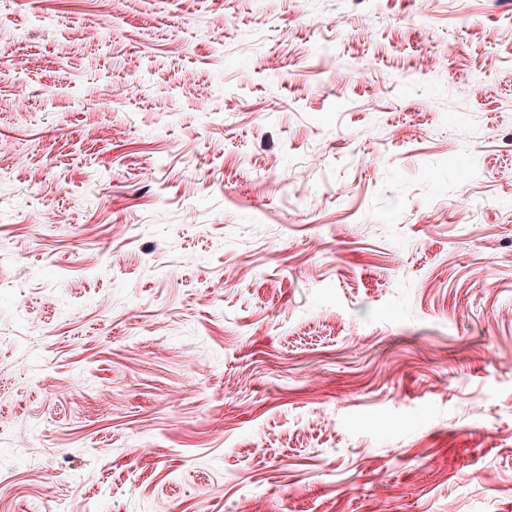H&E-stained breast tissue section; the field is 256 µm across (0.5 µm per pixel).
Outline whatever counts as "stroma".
I'll return each instance as SVG.
<instances>
[{
  "mask_svg": "<svg viewBox=\"0 0 512 512\" xmlns=\"http://www.w3.org/2000/svg\"><path fill=\"white\" fill-rule=\"evenodd\" d=\"M1 140L0 512H512V0H0Z\"/></svg>",
  "mask_w": 512,
  "mask_h": 512,
  "instance_id": "1",
  "label": "stroma"
}]
</instances>
